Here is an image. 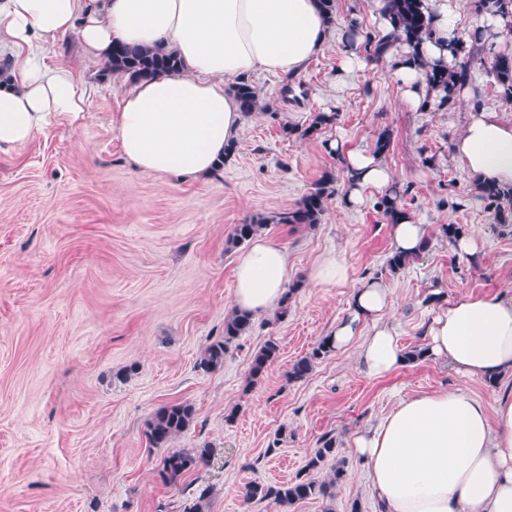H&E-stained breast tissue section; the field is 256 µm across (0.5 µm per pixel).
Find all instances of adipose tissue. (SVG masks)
Returning <instances> with one entry per match:
<instances>
[{"label": "adipose tissue", "mask_w": 512, "mask_h": 512, "mask_svg": "<svg viewBox=\"0 0 512 512\" xmlns=\"http://www.w3.org/2000/svg\"><path fill=\"white\" fill-rule=\"evenodd\" d=\"M433 37L419 55L391 44L386 55L405 101L436 105L419 61L452 64L448 43L457 13L448 0H424ZM0 0V44L11 51L0 82V149L27 144L50 123L80 129L85 88L66 67L46 64L43 43L78 32L86 50L107 57L113 44L160 46L182 60L179 71L133 84L113 125L121 149L142 175L211 174L236 138L243 116L234 81L261 71L298 72L322 54L333 31L319 0ZM353 182L342 207L364 204L367 190H386L395 176L378 155L332 141ZM453 151L474 182L512 185V124L470 107ZM288 253L259 235L234 271L232 307L252 315L274 310L286 292ZM392 294L378 280L354 289L348 314L331 332L335 350L356 348L362 371L386 376L405 363L384 315ZM426 356L448 361L465 379L512 373V297L469 293L449 303L426 332ZM380 512H512V395L494 408L463 389L398 401L353 440Z\"/></svg>", "instance_id": "obj_1"}]
</instances>
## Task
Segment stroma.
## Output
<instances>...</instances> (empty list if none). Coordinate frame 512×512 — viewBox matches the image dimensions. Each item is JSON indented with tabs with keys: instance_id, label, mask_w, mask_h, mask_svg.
<instances>
[{
	"instance_id": "obj_1",
	"label": "stroma",
	"mask_w": 512,
	"mask_h": 512,
	"mask_svg": "<svg viewBox=\"0 0 512 512\" xmlns=\"http://www.w3.org/2000/svg\"><path fill=\"white\" fill-rule=\"evenodd\" d=\"M349 25L378 35L374 0H336V35L298 74L251 75L264 108L245 116L238 151L202 179L136 173L110 123L128 81L101 75L102 60L84 53L76 33L44 44L47 64L83 79L87 112L79 132L53 124L0 150V512H182L203 488L205 512H280L270 499L246 501L247 485L295 479L326 433L348 472L335 512H378L351 450L356 434L408 396L461 387L491 407L512 391V375L465 380L428 358L371 378L353 347L330 353L304 380L285 378L346 316L364 280L391 289L386 319L407 349L422 346L433 316L460 296H512V233L493 229L453 154L465 97L410 108L385 59L339 75ZM319 112L337 119L307 138L283 132L307 128ZM384 132L391 144L381 159L404 210L426 225L428 250L405 271L388 270L391 226L376 192L354 210L331 197L310 227L268 225L264 235L287 249L299 286L288 315L254 317L223 368H198L232 309L235 225L295 207L325 172L345 180L328 141L371 149ZM445 224L476 237L477 254L456 251ZM329 251L344 259L348 280L312 287L309 269ZM270 339L280 355L250 384L252 358ZM182 402L194 406L193 422L168 446L149 447L153 413ZM206 444L210 465L164 482L168 451Z\"/></svg>"
}]
</instances>
